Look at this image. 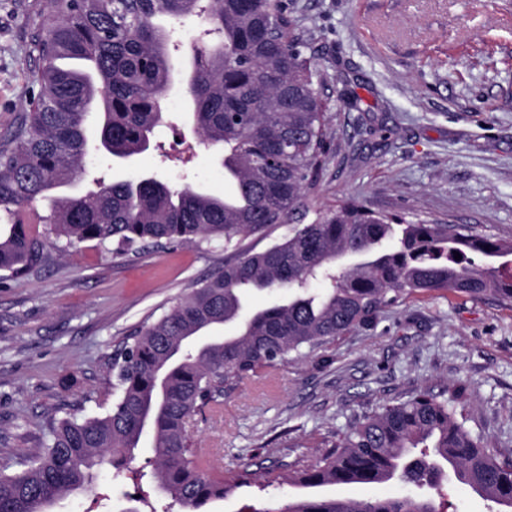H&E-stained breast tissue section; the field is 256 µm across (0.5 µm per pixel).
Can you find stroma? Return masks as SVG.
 Masks as SVG:
<instances>
[{
  "label": "stroma",
  "mask_w": 512,
  "mask_h": 512,
  "mask_svg": "<svg viewBox=\"0 0 512 512\" xmlns=\"http://www.w3.org/2000/svg\"><path fill=\"white\" fill-rule=\"evenodd\" d=\"M37 0H0V135L20 115L29 82L30 15ZM329 98L333 153L308 206L342 198L408 220L454 224L512 243V0H293ZM178 102L151 148L117 164L92 151L91 177H155L230 193L215 147ZM223 242L146 245L137 252L51 251L33 272H0V454L31 455L48 410L66 415L102 398L108 360L196 282L236 257ZM464 382L468 425L512 448V307L492 297L434 294L407 300L368 327L243 382L189 431L211 449L210 475L249 466L258 480L213 512L287 504L296 488L280 462L313 461L351 414L427 387ZM153 457L142 442L121 469L97 471L91 493L55 512H120L146 491Z\"/></svg>",
  "instance_id": "1"
}]
</instances>
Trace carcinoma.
Returning a JSON list of instances; mask_svg holds the SVG:
<instances>
[{
	"label": "carcinoma",
	"instance_id": "obj_1",
	"mask_svg": "<svg viewBox=\"0 0 512 512\" xmlns=\"http://www.w3.org/2000/svg\"><path fill=\"white\" fill-rule=\"evenodd\" d=\"M196 16L186 93L197 131L224 147L232 194L154 179L119 181L81 195L55 194L85 175V120L102 116L100 145L125 161L146 151L174 82L172 31L158 19ZM34 92L0 138V271L25 274L48 256L23 208L52 197L44 218L62 248L85 242L131 250L145 243L224 241L297 216L281 241L194 285L146 324L112 362V405L93 415L44 416L39 449L0 465V512H50L63 497L91 490L93 467L112 466L149 439L152 492L182 512L208 506L257 481L244 469L211 477L188 425L207 406L264 369L285 365L374 323L406 298L451 292L512 305V246L452 224L411 222L356 201L308 217V193L328 156L329 101L306 53L308 39L287 0H48L33 14ZM461 259H455V254ZM322 280L320 290L311 288ZM288 298L247 308L249 291ZM468 388L420 389L405 400L352 415L332 449L313 462L284 464L299 490L281 509L239 512H446L431 495L355 499L329 489L391 482L441 495L456 481L512 512V451L494 450L458 415ZM151 409L143 432L141 419Z\"/></svg>",
	"mask_w": 512,
	"mask_h": 512
}]
</instances>
